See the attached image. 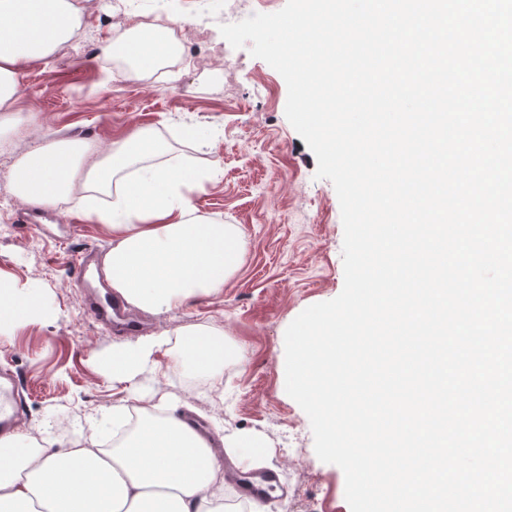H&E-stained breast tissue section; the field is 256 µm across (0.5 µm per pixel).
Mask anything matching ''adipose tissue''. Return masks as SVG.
Wrapping results in <instances>:
<instances>
[{"mask_svg": "<svg viewBox=\"0 0 512 512\" xmlns=\"http://www.w3.org/2000/svg\"><path fill=\"white\" fill-rule=\"evenodd\" d=\"M79 13L74 0H0V129L21 124L15 105L24 73L51 66L71 42ZM173 51L167 39L125 35L103 48L132 60L143 77ZM166 152L143 129L105 148L52 134L10 171L19 199L40 207L74 202L103 225L112 236L106 278L126 303L154 315L213 295L241 260L237 227L197 215L184 189L199 173L166 161ZM45 315L38 291L0 275V337ZM170 342L167 330L141 336L102 361L113 381L129 385L144 415L122 447L52 452L31 435L0 437V512H224L216 452L182 422L176 403L137 384Z\"/></svg>", "mask_w": 512, "mask_h": 512, "instance_id": "adipose-tissue-1", "label": "adipose tissue"}]
</instances>
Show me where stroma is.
Returning a JSON list of instances; mask_svg holds the SVG:
<instances>
[{"label": "stroma", "instance_id": "obj_1", "mask_svg": "<svg viewBox=\"0 0 512 512\" xmlns=\"http://www.w3.org/2000/svg\"><path fill=\"white\" fill-rule=\"evenodd\" d=\"M112 2L86 7L87 64L27 71L16 108L36 113L38 127L0 133V273L38 289L51 313L0 343V370L19 381L21 426L49 430L63 419L67 430L57 432L55 447L78 441L79 423L103 419L117 400L100 361L129 335L92 317L71 274L82 251L105 254L110 235L68 204L50 209L45 226L20 223L27 205L15 197L9 171L18 150L45 134L105 147L145 127L165 140L171 161L200 171L187 196L201 215L237 225L243 253L216 295L164 316L132 312L142 336L194 324L222 328L218 372L184 361L174 341L142 384L190 401L209 429L259 439V447L244 449L238 472L273 469L283 485L258 503L259 512H350L343 471L319 460L309 418L285 390L287 327L343 289L338 196L329 180L316 178L317 160L285 116L284 78L248 48H232L219 30L227 16L274 13L286 0H126L121 13ZM150 17L184 19L183 40L193 52L145 79L100 49L119 29L136 31ZM200 31L206 41L199 45ZM187 125L202 129L205 141H184Z\"/></svg>", "mask_w": 512, "mask_h": 512}]
</instances>
